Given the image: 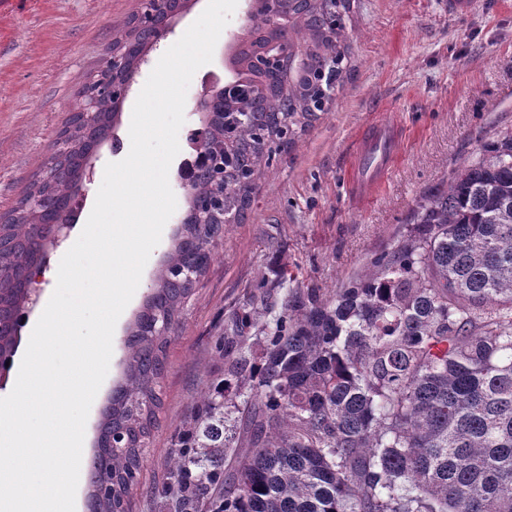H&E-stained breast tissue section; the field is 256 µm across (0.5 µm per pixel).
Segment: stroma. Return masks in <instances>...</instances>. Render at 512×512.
I'll use <instances>...</instances> for the list:
<instances>
[{"label":"stroma","instance_id":"stroma-1","mask_svg":"<svg viewBox=\"0 0 512 512\" xmlns=\"http://www.w3.org/2000/svg\"><path fill=\"white\" fill-rule=\"evenodd\" d=\"M207 2L193 0L173 32L148 53L115 124L121 147L104 143L98 168L128 154L132 109L142 87ZM139 10L140 0H0V215L30 191L59 130L81 104L80 90ZM245 10L239 0L212 62L194 74L184 130L201 123L195 103L203 78H232L229 58L245 33ZM346 27L350 61L330 112L266 170L248 220L230 225L217 242L211 265L170 335L161 424L132 512H162L145 489L163 473L176 425L217 373L210 354L214 336L243 303L259 297L280 301L288 285L339 288L363 274L374 256L408 234L407 220L422 196L512 133V0H474L464 16L449 15L448 0H351ZM377 121L402 124L406 136L386 182L358 200L348 190L346 172L357 136ZM179 167L175 161L169 170L177 208L116 324L109 372L86 423V459L93 454L101 410L123 373L126 331L188 209Z\"/></svg>","mask_w":512,"mask_h":512}]
</instances>
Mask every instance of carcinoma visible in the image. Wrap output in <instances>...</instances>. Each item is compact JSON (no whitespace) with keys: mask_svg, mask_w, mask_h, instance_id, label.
<instances>
[{"mask_svg":"<svg viewBox=\"0 0 512 512\" xmlns=\"http://www.w3.org/2000/svg\"><path fill=\"white\" fill-rule=\"evenodd\" d=\"M350 0H261L232 58L189 211L128 328L123 378L102 411L90 500L129 512L163 406L169 333L240 224L275 156L331 110L349 56ZM157 15L115 39L122 61L90 127L0 224V352L44 266L45 223L81 181L154 41ZM409 234L341 288H294L279 310L243 304L214 340L222 383L197 394L161 479L169 512H512V135L413 209ZM257 350H245L251 337Z\"/></svg>","mask_w":512,"mask_h":512,"instance_id":"cac0c4a2","label":"carcinoma"}]
</instances>
